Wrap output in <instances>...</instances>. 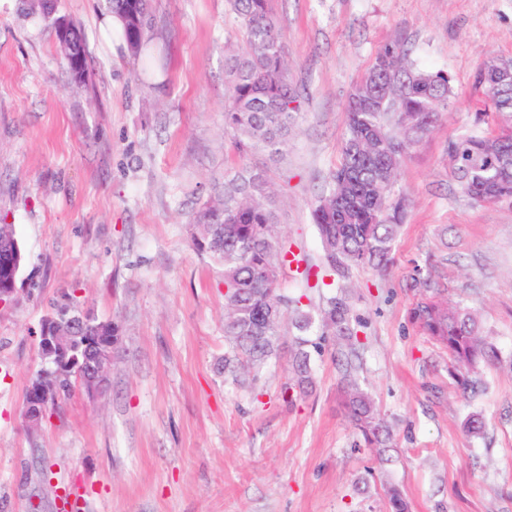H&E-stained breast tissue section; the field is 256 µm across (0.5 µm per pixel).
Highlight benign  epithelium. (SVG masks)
<instances>
[{"label": "benign epithelium", "mask_w": 512, "mask_h": 512, "mask_svg": "<svg viewBox=\"0 0 512 512\" xmlns=\"http://www.w3.org/2000/svg\"><path fill=\"white\" fill-rule=\"evenodd\" d=\"M5 270L7 276H0V305L18 297L17 267L7 261ZM112 328V321L100 320L79 308L55 311L41 320L37 332L40 369L28 386L25 400L28 427L36 428L46 418L47 404L59 398L60 380L74 370L89 397L105 392L116 345Z\"/></svg>", "instance_id": "benign-epithelium-1"}]
</instances>
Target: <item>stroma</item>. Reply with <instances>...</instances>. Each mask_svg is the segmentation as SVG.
<instances>
[{"mask_svg":"<svg viewBox=\"0 0 512 512\" xmlns=\"http://www.w3.org/2000/svg\"><path fill=\"white\" fill-rule=\"evenodd\" d=\"M55 6L85 35L88 84L72 82L41 0H0V224L25 254L19 297L0 306V512H388L389 485L409 512H512V203L472 202L448 163L484 109L481 62L512 59V0H273L303 95L284 164L240 155L224 132L228 0H152L148 71L107 30L104 0ZM396 39L448 71L454 96L404 158L391 264L352 272L358 383L393 433L380 453L357 443L332 344L305 396L284 395L286 322L253 388L220 373L223 270L190 219L225 171L267 166L281 231L323 266L311 205L340 160L353 85ZM422 265L501 352L477 393L409 318ZM70 293L119 327L109 385L74 390L32 429V332Z\"/></svg>","mask_w":512,"mask_h":512,"instance_id":"35a3bbf8","label":"stroma"}]
</instances>
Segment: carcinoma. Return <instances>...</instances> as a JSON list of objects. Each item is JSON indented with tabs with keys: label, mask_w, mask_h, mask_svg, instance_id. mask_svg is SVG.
<instances>
[{
	"label": "carcinoma",
	"mask_w": 512,
	"mask_h": 512,
	"mask_svg": "<svg viewBox=\"0 0 512 512\" xmlns=\"http://www.w3.org/2000/svg\"><path fill=\"white\" fill-rule=\"evenodd\" d=\"M229 2L241 46L224 57V132L232 136L240 153L262 152L275 160L288 148L301 95L289 78L271 0ZM107 3L121 23L128 51L142 56L151 0ZM58 47L65 58L87 55L86 41L77 28L71 40ZM476 82L488 103L480 121L491 122L494 128L486 134L476 128L451 139L448 160L472 201H512V84L485 75L482 66ZM452 94L451 75L418 67L399 40L377 51L372 66L349 94L339 164L312 203V223L325 259V269L316 276L341 280L354 268L391 262L404 210L402 201H393L403 157L448 110ZM191 223L195 245L224 269V336L229 350L222 369L234 373L238 367L263 368L276 354L278 330L287 319L297 332L290 389L304 393L313 383V355L320 354L322 343L330 338L344 356L347 407L364 443L389 447L388 426L354 378L363 323L353 317L346 297L331 295L319 310L311 311L301 298L280 292L283 276L301 256L278 229L279 200L267 171L243 166L224 175L222 188L193 213ZM272 308L280 316L262 319L261 314ZM410 318L448 350L451 367L459 372V389L475 391L478 381L471 374L497 361L498 350L483 338L471 309L426 298L411 309Z\"/></svg>",
	"instance_id": "carcinoma-1"
}]
</instances>
